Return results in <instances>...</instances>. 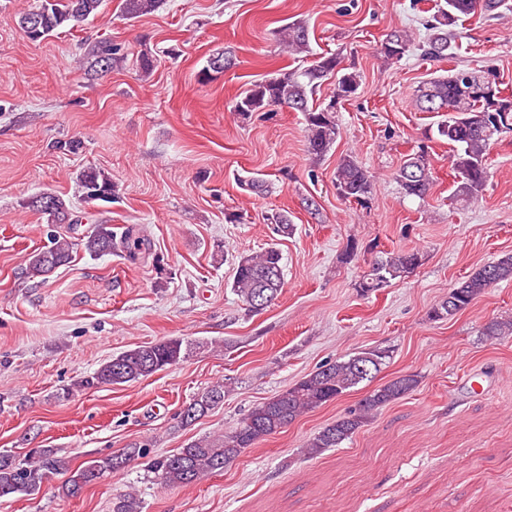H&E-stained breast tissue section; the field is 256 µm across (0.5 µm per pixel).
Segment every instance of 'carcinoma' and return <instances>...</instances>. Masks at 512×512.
Instances as JSON below:
<instances>
[{
  "mask_svg": "<svg viewBox=\"0 0 512 512\" xmlns=\"http://www.w3.org/2000/svg\"><path fill=\"white\" fill-rule=\"evenodd\" d=\"M161 0H124L126 14L147 15L158 8ZM506 4V0H439L434 13L426 21L429 38L426 54L434 58L448 56V33L458 23L479 18ZM104 0H41L33 9L19 17V26L26 37L42 41L62 28L76 30L95 18ZM282 44L290 55L309 52L308 28L305 24L290 23L281 31ZM413 36L406 30H395L380 44L379 54L385 61L401 58L411 48ZM120 48L110 40L95 42L88 51L90 64L107 72L120 60ZM336 78L333 98L345 100L359 89L361 76L357 71L341 67L336 54L318 56L303 68L278 73L252 85L236 101L234 111L246 118L254 112L286 106L304 115L308 152L316 157L328 152L338 135L336 113L326 107L311 106L317 88L325 78ZM478 72L470 69H451L424 82L415 99L421 112H442L444 119L436 126V139L448 143V167L456 184L455 196L469 201L488 178L487 155L490 146L503 134L512 132V98L496 91L492 98L476 92ZM405 196L426 197L433 183L430 156L424 149L406 159L396 173ZM374 175L353 156L346 155L336 169V190L346 200L362 206L369 204ZM82 199L86 203L112 202V179L105 171L88 168L80 177ZM52 212L42 205L43 195L29 201V207L47 216L53 224H74L66 202L57 195ZM143 239L135 230L122 233L110 224H95L82 237L70 241L53 236L48 244L36 251L28 261L27 277L41 283L62 266L70 264L74 254L91 257L115 252L126 253L134 259L142 250ZM421 263L414 251L386 252L377 257L358 284L363 295L372 294L380 286L411 273ZM512 279V254L485 265L454 284L448 294L452 300L436 304L430 316L441 320L469 308L473 302L497 283ZM284 283L282 254L271 246L261 252L239 256L232 288L247 306L248 311L265 310L259 303L260 294L269 295L274 304ZM481 335L498 340L512 335V318H496L484 325ZM198 344L189 339L174 338L147 343L125 350L103 362L93 373L84 376L78 387L99 388L137 382L167 367L186 361ZM389 358V351L380 348L361 351L347 359L338 358L320 366L284 392L253 406L236 425L221 436L199 438L185 444L177 452L150 461L149 468L157 480L167 487H184L224 470L246 448H251L281 432L302 414L313 411L350 392L364 381H372ZM416 374L400 375L370 391L357 405L347 409L335 421L325 425L308 440L302 454L316 458L330 448H337L351 438L386 406L404 397L418 386ZM224 402V385H215L194 398L186 409L193 416L180 412V423L188 425ZM147 454L142 446L133 444L122 452L82 462L78 465L59 455L55 448H37L25 458L0 451V499L19 494L36 496L49 482L50 476L65 474L60 486L62 496H79L93 483L90 475L97 469L119 471L129 462ZM112 512H143V503L135 492H127L112 501Z\"/></svg>",
  "mask_w": 512,
  "mask_h": 512,
  "instance_id": "cac0c4a2",
  "label": "carcinoma"
}]
</instances>
